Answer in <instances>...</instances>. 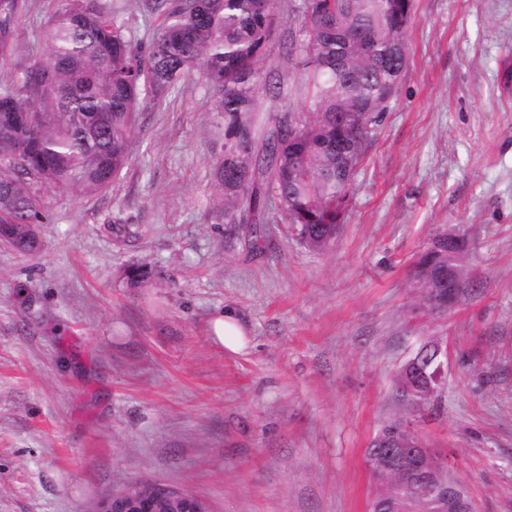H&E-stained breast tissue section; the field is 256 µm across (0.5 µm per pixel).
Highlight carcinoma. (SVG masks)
I'll list each match as a JSON object with an SVG mask.
<instances>
[{"mask_svg": "<svg viewBox=\"0 0 512 512\" xmlns=\"http://www.w3.org/2000/svg\"><path fill=\"white\" fill-rule=\"evenodd\" d=\"M56 2L45 32L48 57L0 83L1 241L34 252L33 239L16 234L15 225L43 223L48 187L83 194L108 188L129 163L142 96L157 100L190 74L217 91L215 111L224 117L216 176L225 232L248 225L258 249L274 209L308 248L335 241L372 139L359 125H379L390 109L378 101L397 78L386 58L395 45L407 46L406 0H300L304 88L313 107L281 113L264 130L256 113L278 0H153L163 22L145 47L131 44L100 0ZM20 8L19 0H0L1 60L16 48ZM358 101L368 112L353 111ZM292 124L303 130L299 142L288 138ZM401 425L382 427L365 450L374 480L370 512H440L407 460L379 452L389 443L384 431Z\"/></svg>", "mask_w": 512, "mask_h": 512, "instance_id": "1", "label": "carcinoma"}]
</instances>
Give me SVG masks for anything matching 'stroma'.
<instances>
[{
	"label": "stroma",
	"instance_id": "1",
	"mask_svg": "<svg viewBox=\"0 0 512 512\" xmlns=\"http://www.w3.org/2000/svg\"><path fill=\"white\" fill-rule=\"evenodd\" d=\"M133 45L162 17L104 0ZM298 0H280L262 119L304 112ZM0 81L44 60L53 0H21ZM409 62L353 182L346 223L315 251L267 224L262 251L224 233L216 92L185 77L144 100L130 163L106 190H46L36 253L0 242V512H93L137 483L213 512H368L365 450L410 419L447 450L475 512H512V0H414ZM467 239L480 289L447 314L413 278L433 238ZM148 273L131 285L130 268ZM235 314L249 342L214 344ZM448 347L424 411L396 377L424 341ZM209 335L214 343L231 352H240L247 343L246 331L229 311H217L208 320Z\"/></svg>",
	"mask_w": 512,
	"mask_h": 512
}]
</instances>
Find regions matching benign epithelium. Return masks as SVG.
Wrapping results in <instances>:
<instances>
[{
	"label": "benign epithelium",
	"mask_w": 512,
	"mask_h": 512,
	"mask_svg": "<svg viewBox=\"0 0 512 512\" xmlns=\"http://www.w3.org/2000/svg\"><path fill=\"white\" fill-rule=\"evenodd\" d=\"M461 239V234L450 231L434 238L427 253L438 258L458 245ZM426 287L429 291L425 303L436 311L447 312L456 307L466 294L464 271L460 266H445L434 280L426 282ZM447 358L448 350L435 343L427 363L409 359L403 369L411 384L410 393L420 395L439 389L444 381ZM399 446L412 460L414 470L430 475V491L435 497L448 502V512H473L467 487L456 477L451 459L426 447L408 425L394 437L388 455H394ZM164 502L172 504V512H212L206 499L160 484H139L108 495L96 504L95 512H162Z\"/></svg>",
	"instance_id": "benign-epithelium-1"
}]
</instances>
